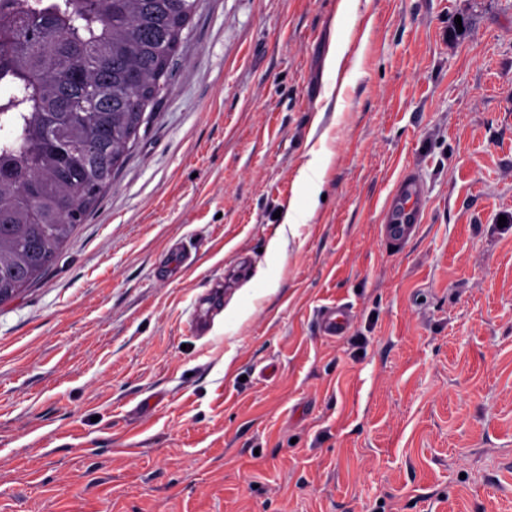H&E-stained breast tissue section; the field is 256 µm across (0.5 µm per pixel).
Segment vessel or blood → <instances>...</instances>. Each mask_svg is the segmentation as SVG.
Listing matches in <instances>:
<instances>
[{
	"mask_svg": "<svg viewBox=\"0 0 512 512\" xmlns=\"http://www.w3.org/2000/svg\"><path fill=\"white\" fill-rule=\"evenodd\" d=\"M425 196L419 177L409 170L400 173L380 207V235L386 249L400 251L419 233L424 222ZM223 296L222 284H214L206 294V306L196 307L194 325L198 333L209 330L211 310L220 305ZM348 327L347 313L336 306L327 309L319 322V330L325 336L344 335Z\"/></svg>",
	"mask_w": 512,
	"mask_h": 512,
	"instance_id": "obj_1",
	"label": "vessel or blood"
}]
</instances>
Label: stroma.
I'll return each mask as SVG.
<instances>
[{
    "mask_svg": "<svg viewBox=\"0 0 512 512\" xmlns=\"http://www.w3.org/2000/svg\"><path fill=\"white\" fill-rule=\"evenodd\" d=\"M339 2L200 0L111 189L0 304V512H512V0ZM348 44L349 39L342 32L333 39L328 58L326 60V68L331 76V80L325 87V94L328 99L331 98L336 88V78L339 73L340 65L348 51ZM425 196L419 177L409 169L400 173L380 207V235L386 250H402L419 233L424 222ZM224 285L215 283L209 291L204 295L207 298L205 302L209 306L203 308L205 303L197 305L195 309L194 325L199 334L204 335L210 328L211 309H216L220 305L224 296ZM349 320L345 310L337 306L330 307L320 319V333L323 336H343L349 327Z\"/></svg>",
    "mask_w": 512,
    "mask_h": 512,
    "instance_id": "1",
    "label": "stroma"
}]
</instances>
